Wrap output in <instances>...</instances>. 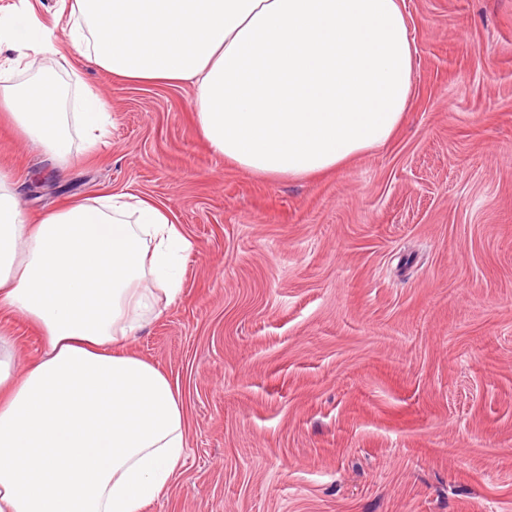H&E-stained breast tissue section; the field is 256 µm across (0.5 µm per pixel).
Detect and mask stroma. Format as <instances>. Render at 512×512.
I'll list each match as a JSON object with an SVG mask.
<instances>
[{
	"label": "stroma",
	"instance_id": "stroma-1",
	"mask_svg": "<svg viewBox=\"0 0 512 512\" xmlns=\"http://www.w3.org/2000/svg\"><path fill=\"white\" fill-rule=\"evenodd\" d=\"M413 97L388 143L324 177L214 153L190 85L124 83L78 53L107 146L56 175L0 122L29 220L71 197L164 205L192 243L180 301L131 353L178 390L189 444L143 512H512V0H404ZM11 370L43 340L0 313Z\"/></svg>",
	"mask_w": 512,
	"mask_h": 512
}]
</instances>
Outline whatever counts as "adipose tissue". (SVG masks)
I'll return each instance as SVG.
<instances>
[{"label": "adipose tissue", "instance_id": "obj_1", "mask_svg": "<svg viewBox=\"0 0 512 512\" xmlns=\"http://www.w3.org/2000/svg\"><path fill=\"white\" fill-rule=\"evenodd\" d=\"M60 12L64 50L32 10L0 18L10 69L70 49L125 82L191 84L212 150L263 177L324 175L386 144L413 95L403 0H61ZM108 117L89 86L71 114L0 87V119L61 171L74 148L106 145ZM191 247L166 207L124 192L28 223L0 170V311L44 338L17 376L0 336V512H143L173 482L181 398L126 346L180 300Z\"/></svg>", "mask_w": 512, "mask_h": 512}]
</instances>
